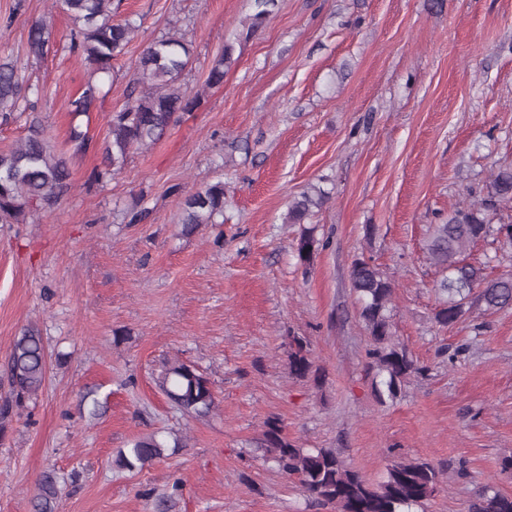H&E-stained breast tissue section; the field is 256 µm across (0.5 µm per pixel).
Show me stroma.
<instances>
[{"label": "stroma", "instance_id": "stroma-1", "mask_svg": "<svg viewBox=\"0 0 512 512\" xmlns=\"http://www.w3.org/2000/svg\"><path fill=\"white\" fill-rule=\"evenodd\" d=\"M255 11L254 0H112L113 20L142 25L101 109L77 115L89 73L66 13L0 0V60L41 90L34 111L0 118V150L35 117L56 150L74 125L91 139L70 154L57 204L0 224V404L16 336L37 329L47 355L37 399L0 423V512H33L49 470L67 480L56 512H338L265 463L271 417L372 484L392 461L433 463L441 482L424 512H472L488 484L512 494V309L439 329L425 254L430 225L483 196L494 161L512 159V0H277L253 31ZM39 19L51 38L37 59L27 37ZM174 25L191 45L181 83L196 107L95 179L131 60ZM228 45L223 85L206 88ZM219 180L223 223L182 235L185 197ZM312 184L328 202L288 223ZM307 227L328 242L310 267L295 253ZM362 256L395 279L393 329L425 367L393 400L366 369L349 277ZM295 336L316 375H291ZM175 356L208 377L214 414L184 415L157 390ZM87 391L97 413L80 405ZM171 430L186 447L139 472L115 466L136 436Z\"/></svg>", "mask_w": 512, "mask_h": 512}]
</instances>
